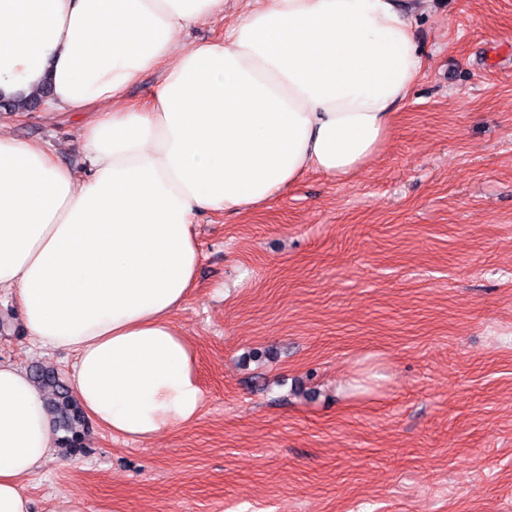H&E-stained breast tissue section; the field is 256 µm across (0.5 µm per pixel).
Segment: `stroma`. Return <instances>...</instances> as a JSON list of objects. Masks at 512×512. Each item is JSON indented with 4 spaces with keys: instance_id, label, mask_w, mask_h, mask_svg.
I'll use <instances>...</instances> for the list:
<instances>
[{
    "instance_id": "obj_1",
    "label": "stroma",
    "mask_w": 512,
    "mask_h": 512,
    "mask_svg": "<svg viewBox=\"0 0 512 512\" xmlns=\"http://www.w3.org/2000/svg\"><path fill=\"white\" fill-rule=\"evenodd\" d=\"M423 72L379 154L309 171L267 204L204 213L175 325L199 417L150 440L89 424L21 483L34 512H512V0H407ZM251 0L196 23L223 36ZM68 111L0 128L88 162ZM16 302L0 362L68 375Z\"/></svg>"
}]
</instances>
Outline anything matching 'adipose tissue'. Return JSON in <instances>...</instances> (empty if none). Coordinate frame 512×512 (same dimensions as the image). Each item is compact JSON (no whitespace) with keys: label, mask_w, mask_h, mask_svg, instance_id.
Listing matches in <instances>:
<instances>
[{"label":"adipose tissue","mask_w":512,"mask_h":512,"mask_svg":"<svg viewBox=\"0 0 512 512\" xmlns=\"http://www.w3.org/2000/svg\"><path fill=\"white\" fill-rule=\"evenodd\" d=\"M224 0H0V101L94 117L79 174L0 132V293L45 350L73 353L70 390L115 435L148 440L198 418L186 302L204 212L240 213L308 171L342 181L378 153L418 81L397 0H259L224 37L185 44ZM159 71L156 91L124 103ZM58 433L26 370L0 362V512Z\"/></svg>","instance_id":"1"}]
</instances>
